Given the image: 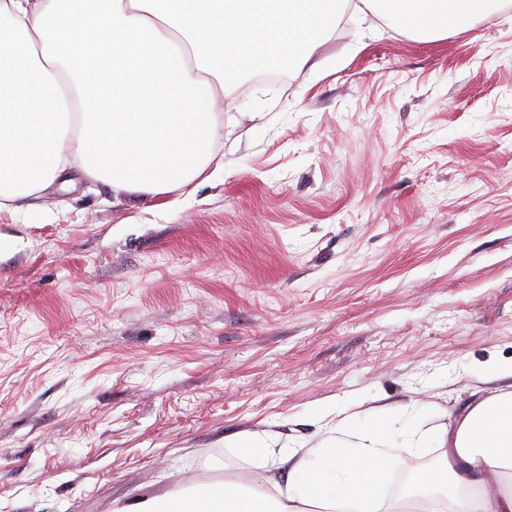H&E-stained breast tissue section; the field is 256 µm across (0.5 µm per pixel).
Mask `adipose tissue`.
Listing matches in <instances>:
<instances>
[{"instance_id": "obj_1", "label": "adipose tissue", "mask_w": 512, "mask_h": 512, "mask_svg": "<svg viewBox=\"0 0 512 512\" xmlns=\"http://www.w3.org/2000/svg\"><path fill=\"white\" fill-rule=\"evenodd\" d=\"M429 35L465 27L490 0H363ZM348 0H0V213L74 167L132 199L181 191L214 159L226 90L285 57L307 62ZM437 435L420 498L389 499L392 432L341 417L310 454L239 436L275 473L142 496L114 512H512V365Z\"/></svg>"}]
</instances>
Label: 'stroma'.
Listing matches in <instances>:
<instances>
[{"instance_id": "35a3bbf8", "label": "stroma", "mask_w": 512, "mask_h": 512, "mask_svg": "<svg viewBox=\"0 0 512 512\" xmlns=\"http://www.w3.org/2000/svg\"><path fill=\"white\" fill-rule=\"evenodd\" d=\"M224 168L0 213V512H112L318 416L449 424L512 362V0L437 38L372 13L224 100Z\"/></svg>"}]
</instances>
